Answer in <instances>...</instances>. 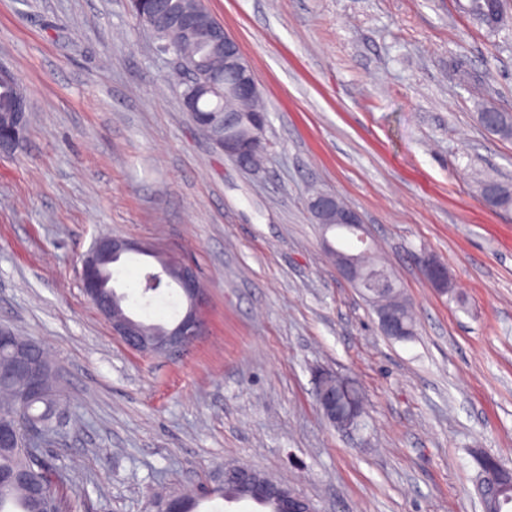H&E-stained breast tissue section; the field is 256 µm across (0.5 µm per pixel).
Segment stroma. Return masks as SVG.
Instances as JSON below:
<instances>
[{"instance_id": "35a3bbf8", "label": "stroma", "mask_w": 512, "mask_h": 512, "mask_svg": "<svg viewBox=\"0 0 512 512\" xmlns=\"http://www.w3.org/2000/svg\"><path fill=\"white\" fill-rule=\"evenodd\" d=\"M205 5L263 92L258 172L198 130L129 0H0V64L31 107L23 146L0 158V326L52 364L63 415L48 453L68 512H151L230 464L317 512H483L473 451L512 465V207L479 189L512 180V138L477 104L512 111V33L488 38L456 0ZM313 187L361 215L413 307L411 339L383 336L339 276ZM104 234L157 252L118 265L144 322L173 325L185 302L132 281L160 255L196 269L205 329L180 355L130 350L83 295ZM322 372L360 391L357 429L321 418ZM478 119L488 130L503 138H512V112L483 101L478 106ZM427 280L438 290L448 288V270L437 259L425 257L422 260Z\"/></svg>"}]
</instances>
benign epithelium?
<instances>
[{"instance_id": "obj_1", "label": "benign epithelium", "mask_w": 512, "mask_h": 512, "mask_svg": "<svg viewBox=\"0 0 512 512\" xmlns=\"http://www.w3.org/2000/svg\"><path fill=\"white\" fill-rule=\"evenodd\" d=\"M134 6L153 19L152 28L163 29L158 18L164 0H133ZM176 25L194 38H203L214 48L224 52V71L214 72L201 91V97H233L251 101L261 96V89L252 66L242 54L238 43L224 30L221 23H206L194 12H179ZM29 121L27 97L15 98L13 112L14 130L9 134L0 132V158L13 155L25 141V129ZM224 152L238 160V165L248 167L247 159L266 143L267 117L263 112H248L237 115L234 122H224L221 127L198 124ZM308 208L315 223L325 230L336 231L337 245H328V251L340 274L356 288H368L378 294L399 292L397 283L383 268H366L361 256L366 250L364 222L360 214L351 208H336V195L323 192L309 200ZM151 255L153 251L135 246L113 236L95 239L86 254L80 272L81 286L87 299L112 324V332L133 351H150L158 355H170L183 350L200 336L203 327V288L194 268L170 260L158 259L160 270L152 272L149 284L155 286L164 280L173 281L186 301V310L179 321L161 335H149L142 322L127 315L123 307L102 299L104 281L102 266L121 261L129 253ZM427 280L437 289L448 287V270L437 259L422 260ZM379 327L385 336H406L399 308L387 305L378 309ZM0 345L7 351L11 373L23 378L24 389L19 393L23 401H32L45 393L44 376L50 364L40 346L17 338L8 330L0 328ZM318 409L323 418L339 430H352L360 422V412L352 409L343 413L337 409L336 375L324 373L320 379L317 397ZM241 488L243 498L254 502L273 500L279 512H316L313 504L286 484L249 467L241 466Z\"/></svg>"}]
</instances>
